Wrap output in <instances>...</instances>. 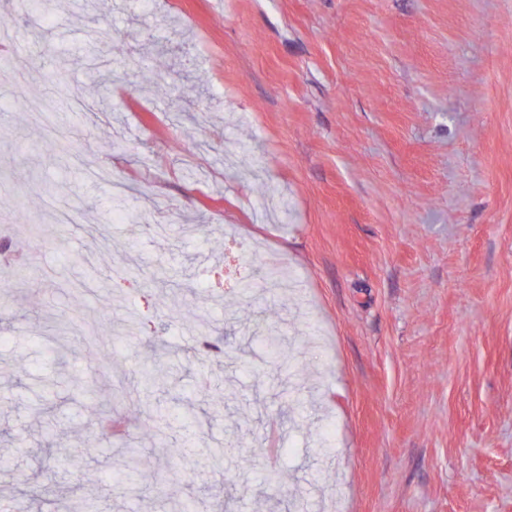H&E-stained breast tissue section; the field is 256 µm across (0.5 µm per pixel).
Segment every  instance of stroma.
Instances as JSON below:
<instances>
[{
    "label": "stroma",
    "mask_w": 512,
    "mask_h": 512,
    "mask_svg": "<svg viewBox=\"0 0 512 512\" xmlns=\"http://www.w3.org/2000/svg\"><path fill=\"white\" fill-rule=\"evenodd\" d=\"M81 2L0 46V499L512 512V0ZM145 478L146 473L141 457L135 451L128 450L124 470L113 477L114 484L123 489L133 490L141 485Z\"/></svg>",
    "instance_id": "1"
}]
</instances>
